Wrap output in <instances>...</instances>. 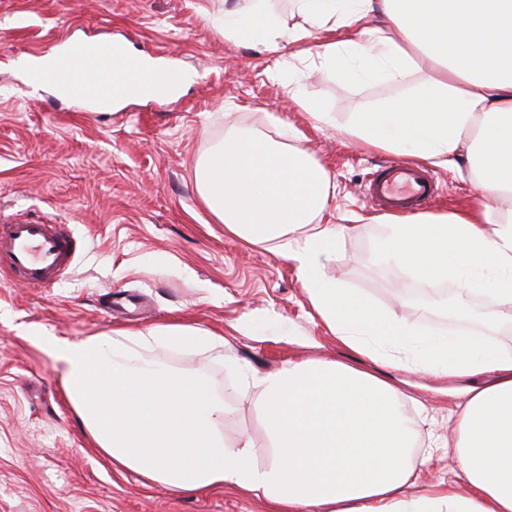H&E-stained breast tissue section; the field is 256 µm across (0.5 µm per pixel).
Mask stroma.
<instances>
[{
	"instance_id": "stroma-1",
	"label": "stroma",
	"mask_w": 512,
	"mask_h": 512,
	"mask_svg": "<svg viewBox=\"0 0 512 512\" xmlns=\"http://www.w3.org/2000/svg\"><path fill=\"white\" fill-rule=\"evenodd\" d=\"M91 39L122 44L194 80L164 101L134 96L101 110L27 85L18 57ZM308 46L291 42L273 53L225 41L224 0H0V220L65 224L78 243L72 267L55 283L0 276V512H269L254 495L175 493L116 471L86 434L41 334L79 340L175 322L223 337L206 352L158 349L153 356L210 382L228 407L229 441L242 434L265 440L235 362L263 371L304 359L370 367L332 336L290 263L227 235L198 196V159L228 130L269 133L266 113L299 131L327 170L323 223L351 228L326 275L421 330L479 336L481 317L462 322L422 312L447 299L448 289L418 287L404 269L376 259L384 227L362 221L379 212L367 183L399 156L357 147L344 132L354 113L414 94L425 65L399 83L336 80L318 74ZM278 60L283 79L274 82L266 70ZM294 82L332 122L319 123L289 97ZM429 172L436 193L422 211L477 204L469 179L443 167ZM378 372L428 414L420 433L450 439L463 401L456 381L383 366ZM458 482L449 446L417 467L414 488Z\"/></svg>"
}]
</instances>
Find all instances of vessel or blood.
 Segmentation results:
<instances>
[{
  "instance_id": "vessel-or-blood-1",
  "label": "vessel or blood",
  "mask_w": 512,
  "mask_h": 512,
  "mask_svg": "<svg viewBox=\"0 0 512 512\" xmlns=\"http://www.w3.org/2000/svg\"><path fill=\"white\" fill-rule=\"evenodd\" d=\"M67 96L92 100L100 95L125 97L142 85L154 97L168 94L169 78L147 71L141 59L123 45L108 41L84 42L78 55L58 61ZM370 194L380 207L393 213L409 211L428 200L433 186L424 171L393 166L370 183ZM77 243L63 224L20 220L0 226V257L6 274L33 286L55 281L71 264Z\"/></svg>"
}]
</instances>
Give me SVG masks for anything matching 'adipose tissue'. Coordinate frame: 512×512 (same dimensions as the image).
<instances>
[{
  "label": "adipose tissue",
  "mask_w": 512,
  "mask_h": 512,
  "mask_svg": "<svg viewBox=\"0 0 512 512\" xmlns=\"http://www.w3.org/2000/svg\"><path fill=\"white\" fill-rule=\"evenodd\" d=\"M302 26L287 27L267 0L224 11V38L280 50L310 47L322 74L400 82L416 58L434 70L416 97L356 113L358 145L461 169L478 205L384 218L376 254L424 288L455 286L458 317L481 293L486 331L512 321V0H294ZM231 130L195 168L197 193L225 230L293 262L333 336L375 363L448 376L465 387L456 426L460 487L408 494L418 432L402 391L375 373L324 359L275 371L237 366L266 436L224 437L226 409L201 375L149 359L155 346L197 349L214 334L192 325L54 339L64 388L97 448L117 467L176 492L229 488L262 497L273 512H512V353L457 332L422 339L417 328L335 282L323 270L349 226L322 223L330 179L302 145ZM490 375L472 386V378Z\"/></svg>",
  "instance_id": "adipose-tissue-1"
}]
</instances>
